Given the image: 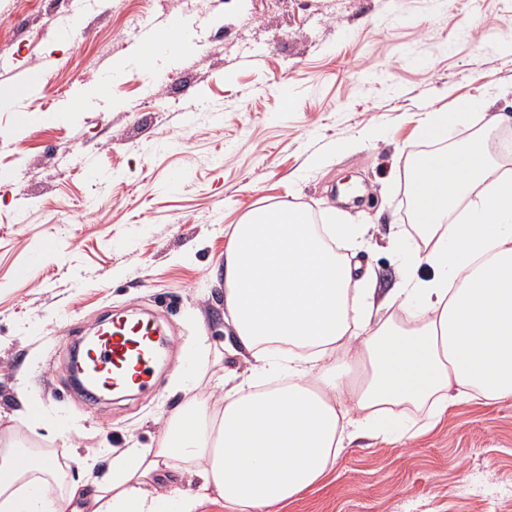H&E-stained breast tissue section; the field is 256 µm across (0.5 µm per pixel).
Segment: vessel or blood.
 Wrapping results in <instances>:
<instances>
[{
    "mask_svg": "<svg viewBox=\"0 0 512 512\" xmlns=\"http://www.w3.org/2000/svg\"><path fill=\"white\" fill-rule=\"evenodd\" d=\"M165 342L152 316L110 318L72 359L70 371L81 389L96 396L145 391L152 385L157 349Z\"/></svg>",
    "mask_w": 512,
    "mask_h": 512,
    "instance_id": "b4317fda",
    "label": "vessel or blood"
}]
</instances>
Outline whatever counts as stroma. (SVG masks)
Here are the masks:
<instances>
[{"instance_id": "stroma-1", "label": "stroma", "mask_w": 512, "mask_h": 512, "mask_svg": "<svg viewBox=\"0 0 512 512\" xmlns=\"http://www.w3.org/2000/svg\"><path fill=\"white\" fill-rule=\"evenodd\" d=\"M157 20L197 50L150 77L135 51ZM119 61L115 102L67 111ZM19 82L20 100L0 98V433L64 462L153 447L186 376L207 395L244 369L224 348V229L248 212L363 225L362 266L379 288L402 281L390 239L414 222L405 176L421 146L454 153L497 114L512 132V0H0V91ZM463 103L469 124L423 142L429 114ZM117 311L163 318L156 387L82 400L70 351ZM274 512H512V398L449 405L398 441L357 437Z\"/></svg>"}]
</instances>
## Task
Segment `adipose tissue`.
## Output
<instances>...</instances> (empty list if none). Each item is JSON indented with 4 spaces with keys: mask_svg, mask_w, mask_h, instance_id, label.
I'll list each match as a JSON object with an SVG mask.
<instances>
[{
    "mask_svg": "<svg viewBox=\"0 0 512 512\" xmlns=\"http://www.w3.org/2000/svg\"><path fill=\"white\" fill-rule=\"evenodd\" d=\"M421 247L407 277L375 303L351 224L314 225L299 207L257 209L233 225L224 304L248 375H218V399L182 402L151 448H113L107 471L58 468L0 436V512H271L319 483L346 441L405 436L398 406L512 398V177L492 176L484 147L420 166Z\"/></svg>",
    "mask_w": 512,
    "mask_h": 512,
    "instance_id": "adipose-tissue-1",
    "label": "adipose tissue"
}]
</instances>
